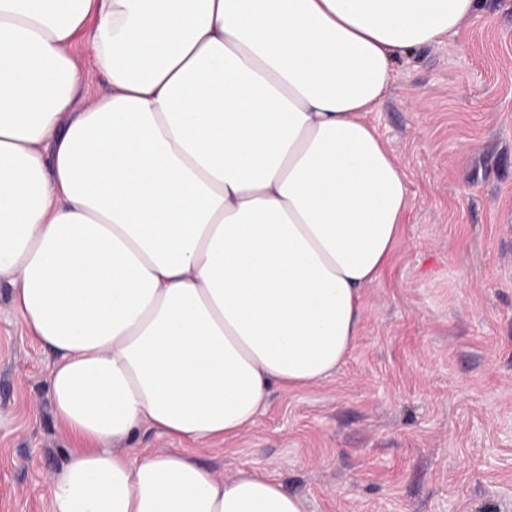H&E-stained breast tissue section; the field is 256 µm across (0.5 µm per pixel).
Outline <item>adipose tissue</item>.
Instances as JSON below:
<instances>
[{
    "label": "adipose tissue",
    "instance_id": "ef3b65f1",
    "mask_svg": "<svg viewBox=\"0 0 512 512\" xmlns=\"http://www.w3.org/2000/svg\"><path fill=\"white\" fill-rule=\"evenodd\" d=\"M476 0H0V284L51 350L52 512H301L192 450L331 376L412 206L367 115ZM84 38L105 89L84 106ZM147 427L173 449L129 455Z\"/></svg>",
    "mask_w": 512,
    "mask_h": 512
}]
</instances>
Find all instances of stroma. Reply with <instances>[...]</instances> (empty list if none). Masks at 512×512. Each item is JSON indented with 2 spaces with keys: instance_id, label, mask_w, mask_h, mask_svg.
Returning <instances> with one entry per match:
<instances>
[{
  "instance_id": "stroma-1",
  "label": "stroma",
  "mask_w": 512,
  "mask_h": 512,
  "mask_svg": "<svg viewBox=\"0 0 512 512\" xmlns=\"http://www.w3.org/2000/svg\"><path fill=\"white\" fill-rule=\"evenodd\" d=\"M370 118L412 207L355 346L196 455L274 477L301 512H512V0H477L459 33L399 57ZM50 365L1 286L0 512H51L71 444Z\"/></svg>"
}]
</instances>
